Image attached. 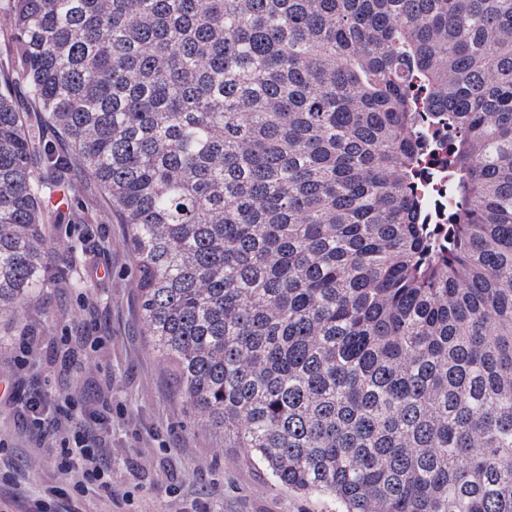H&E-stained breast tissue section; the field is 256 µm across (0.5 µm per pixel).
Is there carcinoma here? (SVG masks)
<instances>
[{
  "label": "carcinoma",
  "instance_id": "cac0c4a2",
  "mask_svg": "<svg viewBox=\"0 0 512 512\" xmlns=\"http://www.w3.org/2000/svg\"><path fill=\"white\" fill-rule=\"evenodd\" d=\"M0 311L128 226L190 407L338 512H512V0H8ZM39 112L72 155L31 128ZM448 135V224L416 180Z\"/></svg>",
  "mask_w": 512,
  "mask_h": 512
}]
</instances>
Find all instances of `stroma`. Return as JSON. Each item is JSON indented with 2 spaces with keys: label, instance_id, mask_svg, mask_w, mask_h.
<instances>
[{
  "label": "stroma",
  "instance_id": "1",
  "mask_svg": "<svg viewBox=\"0 0 512 512\" xmlns=\"http://www.w3.org/2000/svg\"><path fill=\"white\" fill-rule=\"evenodd\" d=\"M45 224L46 282L36 298L0 314V369L12 368L24 342L31 353L15 383L22 397L111 401L112 489L74 497L73 512H336L331 498L274 482L189 408L144 331L127 228L91 179L76 180L64 212L47 207ZM52 434L0 410L8 441L0 472L13 478L0 486V512H18L21 496L47 498L61 482Z\"/></svg>",
  "mask_w": 512,
  "mask_h": 512
}]
</instances>
